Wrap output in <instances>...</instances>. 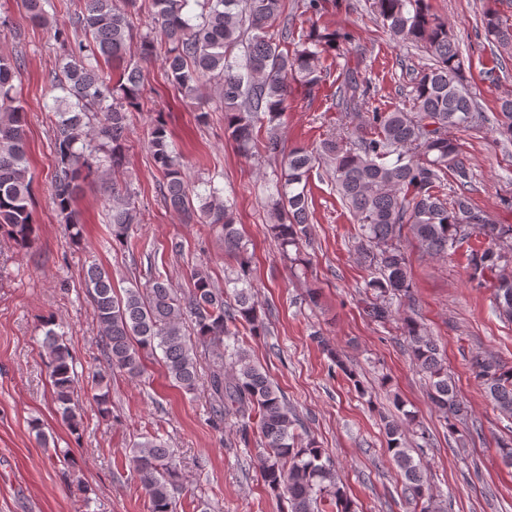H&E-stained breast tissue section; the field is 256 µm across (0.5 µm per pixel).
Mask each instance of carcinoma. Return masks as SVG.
Here are the masks:
<instances>
[{
    "mask_svg": "<svg viewBox=\"0 0 512 512\" xmlns=\"http://www.w3.org/2000/svg\"><path fill=\"white\" fill-rule=\"evenodd\" d=\"M83 2L65 30L52 26L45 9L49 0H23L29 20L51 30L60 48L52 95L43 108L54 117L53 202L75 242L83 240L75 209L82 184L124 173L132 116L144 108L143 68L160 57L168 78L185 96L193 99L215 88L224 111V137L240 153H263L280 161L270 231L283 253L293 248L298 254L310 241L308 178L317 165L329 168L337 193L359 225L360 260L375 270L365 282L372 296L369 318L391 321L399 315L392 301L411 300L404 238L415 239L430 256L445 257L477 235L486 246L471 255L473 275L496 274L493 308L512 321V273L506 272L512 266V225L492 224L472 205L466 191L468 169L458 143L448 137V129L477 126L486 117L466 85L464 60L448 23L429 13L426 0L373 2L390 35L425 49L432 61L411 79V110H374L366 89L348 69L336 99L357 121L353 135L337 133L315 149L288 151L278 129L293 85L316 96L322 59L347 41V33L312 24L294 37L283 0H147V32L136 34L138 0ZM192 3L200 12L191 13ZM482 29L499 57H512V22L496 5L485 10ZM133 46L134 63L127 60ZM102 62L112 73L103 71ZM23 65L18 55L0 54V229L8 228L17 245L30 248L35 237L28 119L14 85ZM495 121L498 135L511 142L512 95L500 99ZM148 147L162 174L159 191L168 208L183 222L219 229L224 253L236 262V277L224 291L214 287L208 270L195 268L188 292L181 293L157 272L146 287L135 284L119 293L107 268L88 265L82 272L84 295L99 327L106 363L92 379L99 413L112 416V375L141 377L146 358L156 350L162 351L167 377L189 393L200 385L198 361L203 359L216 422L231 420L246 444L251 434L258 435L264 482L287 499L288 512H358L337 480L333 461L314 440L301 439L295 412L240 336L241 326L252 336H265L269 329L264 308L255 301L253 254L237 227L234 203L212 185L200 192L189 184L160 115L148 133ZM449 175L459 185L451 200L437 191ZM142 223L136 192L125 182L113 181L112 243L132 250L131 230ZM401 323L413 362L428 380L432 403L448 426L455 427L466 413L448 380L439 340L412 316L402 317ZM55 326L52 318L42 324V355L57 412L75 432L79 412L72 357ZM470 365L496 407L512 416V369L479 354ZM381 425L411 503L419 512H441L425 471L406 447V433L416 425L413 413L384 416ZM129 461L149 512H176L184 477L173 449L157 436H145L133 443Z\"/></svg>",
    "mask_w": 512,
    "mask_h": 512,
    "instance_id": "carcinoma-1",
    "label": "carcinoma"
}]
</instances>
